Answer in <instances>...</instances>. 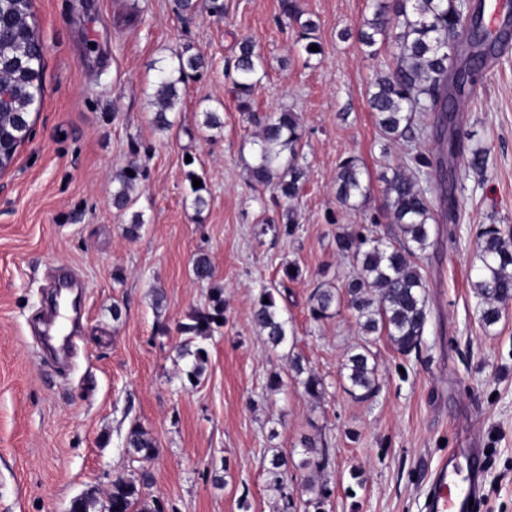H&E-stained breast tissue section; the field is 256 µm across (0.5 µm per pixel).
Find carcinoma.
Here are the masks:
<instances>
[{
  "label": "carcinoma",
  "mask_w": 512,
  "mask_h": 512,
  "mask_svg": "<svg viewBox=\"0 0 512 512\" xmlns=\"http://www.w3.org/2000/svg\"><path fill=\"white\" fill-rule=\"evenodd\" d=\"M280 10L282 16L299 25L301 38H309L316 23L302 19L297 0H280ZM483 16L481 0L472 8L467 0H375L372 17L359 28L358 40L370 52H376V45L389 38L398 49L393 66L377 74L371 83L367 103L374 122L386 142L407 139L416 146L409 153L407 165L381 176L386 208L397 234L383 241L369 236V229L363 225L337 234L336 251L353 256L360 274L342 290L321 285L315 288L309 299L311 319L326 318L345 302L364 335H384L402 354L420 350L428 315L426 284L415 258L426 249L431 222L437 218L430 189L420 185L427 169L434 168V160L419 147L425 129L415 123V116L418 112H435L437 120L444 121L453 94L464 90L449 83V78L460 71L465 74L466 85H477L487 61L509 44V24L492 37L484 27ZM31 17V0H0V153L8 159L29 137L31 126L26 120L36 100L43 98V45L29 22ZM176 59V67L159 70L156 82L154 122L161 130L173 126L168 114L180 98V85L189 72L203 65L201 57L186 49L176 54ZM262 64L252 42L239 44L233 93L243 112L251 111L254 78ZM257 123L259 148L250 166L251 180L274 186L290 202L284 228L288 233L297 223L292 202L306 176L298 162L303 137L300 118L288 109L259 118ZM145 178V170L135 160L113 175V205L120 210L133 207L136 191ZM336 193L350 208L369 199L370 182L364 180L363 167L356 159L348 157L339 164ZM478 252L481 265L473 288L479 299L480 323L491 332L512 304V237L502 236L493 225L486 226L478 233ZM277 292V287L260 289L253 310L254 324L274 348L288 337V319L277 303ZM220 318H224V297L223 290L216 288L210 305L196 310L192 323L181 325L180 331L206 338L220 326ZM289 369L307 395L317 398L323 393L322 379L307 367L301 355L289 356ZM377 372L369 346L348 352L342 364L346 391L357 400L373 398L379 390ZM155 448V441L142 428L129 430L125 440L128 454L149 458ZM286 467L285 456H272L268 474L274 486L282 487ZM305 489L313 494L306 501L305 512H321L330 489L325 485L318 488L310 479ZM107 512L162 510L157 503L149 506L141 500V491L133 480L117 475L112 479Z\"/></svg>",
  "instance_id": "carcinoma-1"
}]
</instances>
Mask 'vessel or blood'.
I'll use <instances>...</instances> for the list:
<instances>
[{
	"label": "vessel or blood",
	"mask_w": 512,
	"mask_h": 512,
	"mask_svg": "<svg viewBox=\"0 0 512 512\" xmlns=\"http://www.w3.org/2000/svg\"><path fill=\"white\" fill-rule=\"evenodd\" d=\"M482 490L480 451L455 449L434 470L426 512H472L471 499Z\"/></svg>",
	"instance_id": "1"
}]
</instances>
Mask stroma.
<instances>
[{"mask_svg": "<svg viewBox=\"0 0 512 512\" xmlns=\"http://www.w3.org/2000/svg\"><path fill=\"white\" fill-rule=\"evenodd\" d=\"M299 3L317 24L321 52L312 57L298 26L280 24L279 0H224L220 14L199 0L191 15L176 0H32L45 45L43 101L0 174V512H69L79 497L105 512L118 474L147 478L142 496L164 512H304L308 440L328 451L316 477L331 490L325 512H425L432 471L450 449L470 446L485 459L473 512H512V306L486 334L472 288L479 230L493 224L512 236V48L458 106L461 142L447 160L458 208L432 225L418 255L429 316L420 352L404 355L387 337L366 340L347 307L318 322L308 309L314 288L343 287L358 273L336 251L338 232L371 223L395 232L379 175L410 148L384 143L367 96L397 46L389 40L372 54L358 41L373 0ZM245 38L263 58L249 113L224 73ZM185 48L205 65L183 84L174 126L162 132L154 85ZM284 108L301 119L307 172L289 233L272 188L249 176L257 118ZM207 112L220 128L204 127ZM477 147L486 152L480 172L468 164ZM349 156L372 178L369 201L356 209L336 196L337 167ZM133 159L148 178L133 209L120 211L112 176ZM136 213L143 223L131 237ZM202 254L209 281L192 271ZM288 265L300 274L280 300L289 336L274 349L252 309ZM58 277L74 279L81 307L80 339L64 363L35 330ZM216 287L223 326L204 339L180 333ZM364 342L380 391L358 401L340 370ZM199 347L207 357L193 378ZM293 353L322 378L320 399L288 375ZM275 373L283 384L272 391ZM135 426L155 442L150 459L123 447ZM277 452L288 458L279 490L267 474Z\"/></svg>", "mask_w": 512, "mask_h": 512, "instance_id": "35a3bbf8", "label": "stroma"}]
</instances>
